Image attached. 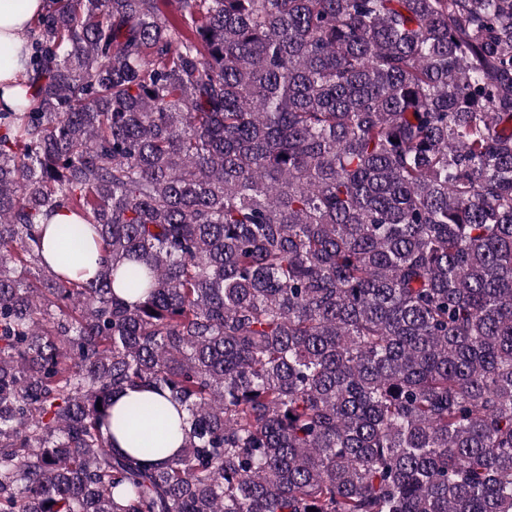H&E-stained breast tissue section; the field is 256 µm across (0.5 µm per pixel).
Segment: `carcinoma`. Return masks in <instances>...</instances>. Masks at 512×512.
I'll return each mask as SVG.
<instances>
[{"instance_id": "carcinoma-1", "label": "carcinoma", "mask_w": 512, "mask_h": 512, "mask_svg": "<svg viewBox=\"0 0 512 512\" xmlns=\"http://www.w3.org/2000/svg\"><path fill=\"white\" fill-rule=\"evenodd\" d=\"M171 6L47 0L0 106V512H512V0ZM159 397L149 391L125 390L115 397L112 409L115 419L111 420L112 444L114 448L132 452L135 447L160 448L149 459L152 462H164L180 453L184 436L181 430L185 412L170 407L167 422L158 418L149 405ZM139 403L138 409L129 413L127 408ZM136 445V446H135Z\"/></svg>"}]
</instances>
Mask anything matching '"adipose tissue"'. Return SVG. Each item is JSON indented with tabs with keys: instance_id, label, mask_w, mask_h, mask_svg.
Masks as SVG:
<instances>
[{
	"instance_id": "ef3b65f1",
	"label": "adipose tissue",
	"mask_w": 512,
	"mask_h": 512,
	"mask_svg": "<svg viewBox=\"0 0 512 512\" xmlns=\"http://www.w3.org/2000/svg\"><path fill=\"white\" fill-rule=\"evenodd\" d=\"M44 5V0H0V46L20 50L26 31L41 17ZM154 399L149 391L128 389L117 395L110 426L112 444L123 451L137 446L154 449V461L163 462L183 446V415L173 409L167 418H158L151 408Z\"/></svg>"
}]
</instances>
